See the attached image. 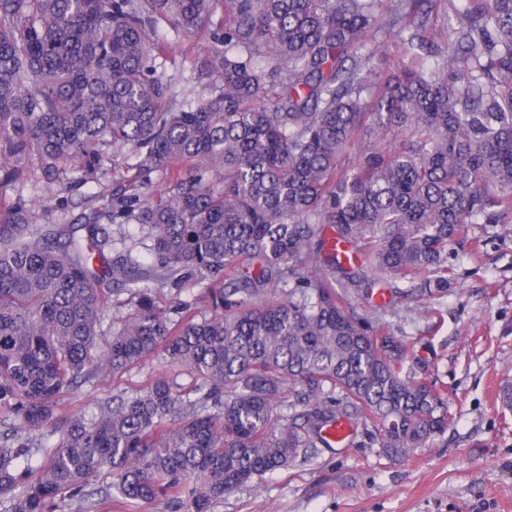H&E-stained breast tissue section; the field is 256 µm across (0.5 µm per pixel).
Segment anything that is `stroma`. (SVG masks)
<instances>
[{"label": "stroma", "mask_w": 512, "mask_h": 512, "mask_svg": "<svg viewBox=\"0 0 512 512\" xmlns=\"http://www.w3.org/2000/svg\"><path fill=\"white\" fill-rule=\"evenodd\" d=\"M167 41L160 70L175 95H208L214 80L202 62L209 37L171 34ZM55 193L28 182L1 195L0 207L20 194L34 202L39 223H70L75 210L50 208ZM448 262L454 278L437 314L378 288L352 302L395 335L415 338L411 366L435 381L453 415L434 445L393 460L364 435L348 448H311L288 469L225 494L213 512H512V409L499 401L501 389L512 387V215L469 225ZM156 376L188 381L180 366L153 356L120 379L79 384L60 410H94Z\"/></svg>", "instance_id": "35a3bbf8"}]
</instances>
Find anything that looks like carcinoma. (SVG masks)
Listing matches in <instances>:
<instances>
[{
  "instance_id": "cac0c4a2",
  "label": "carcinoma",
  "mask_w": 512,
  "mask_h": 512,
  "mask_svg": "<svg viewBox=\"0 0 512 512\" xmlns=\"http://www.w3.org/2000/svg\"><path fill=\"white\" fill-rule=\"evenodd\" d=\"M441 2L0 0V194L33 176L64 210L67 174L137 158L74 224L37 223L21 196L0 210V512L161 495L211 512L331 447L340 421L388 459L448 429V398L412 342L355 312L346 269L352 254L367 288L440 299L466 226L512 214V0H463L439 26ZM163 24L209 35V97L174 106ZM107 224L129 227L119 251ZM122 294L134 312L108 335ZM160 353L192 384L57 414L74 384Z\"/></svg>"
}]
</instances>
